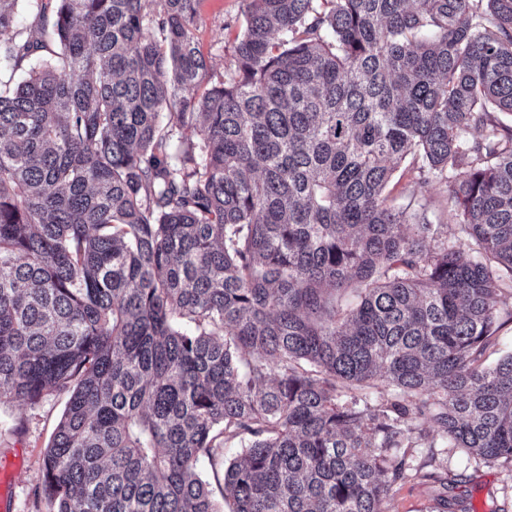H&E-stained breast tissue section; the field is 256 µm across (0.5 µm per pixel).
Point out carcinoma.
<instances>
[{"label": "carcinoma", "instance_id": "obj_1", "mask_svg": "<svg viewBox=\"0 0 512 512\" xmlns=\"http://www.w3.org/2000/svg\"><path fill=\"white\" fill-rule=\"evenodd\" d=\"M17 2L0 405L69 394L49 512H385L410 448L512 461V0H242L229 76L197 0ZM408 158L454 244L388 203ZM447 198L446 182L436 180L429 185L426 199L420 201L419 205L414 203L413 206L425 213L430 224H447V227H444L443 240H448V244L451 245L456 240L457 231L454 224H448ZM512 308V299L507 300V306L502 312L497 325H500L494 334V345L487 352V362L494 363L500 356L512 353V321L506 316V309Z\"/></svg>", "mask_w": 512, "mask_h": 512}]
</instances>
